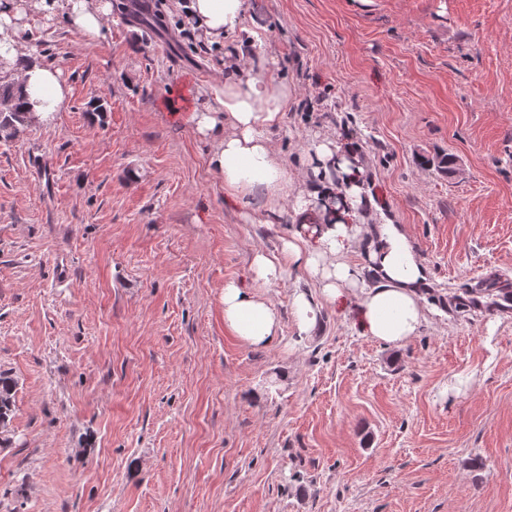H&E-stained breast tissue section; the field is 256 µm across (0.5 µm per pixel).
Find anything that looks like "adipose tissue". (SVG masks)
I'll use <instances>...</instances> for the list:
<instances>
[{
    "mask_svg": "<svg viewBox=\"0 0 512 512\" xmlns=\"http://www.w3.org/2000/svg\"><path fill=\"white\" fill-rule=\"evenodd\" d=\"M32 6L62 12L80 35L97 39L112 13V0H0V64L22 86L32 122L47 124L65 106L67 90L57 69L26 54L20 30ZM188 14L209 42L260 39L248 22L246 0H189ZM223 66L222 86L212 88L208 101L191 114L197 133L211 145L210 164L228 196L243 201L263 193L269 215L291 201L297 222L278 254L255 251L254 281L274 283L291 266L307 273L316 293L298 290L292 296L301 333L315 330L323 303L350 302L363 335L386 344L417 336L426 321L428 270L402 225L386 217L373 219L367 211L369 188L357 149L317 145L311 157L315 184L295 188L269 138L282 125L293 90L269 77L264 53L245 60L228 54ZM366 269L374 274L373 284L362 277ZM222 302L225 325L246 345L266 348L277 340L279 315L255 289L226 283Z\"/></svg>",
    "mask_w": 512,
    "mask_h": 512,
    "instance_id": "adipose-tissue-1",
    "label": "adipose tissue"
}]
</instances>
